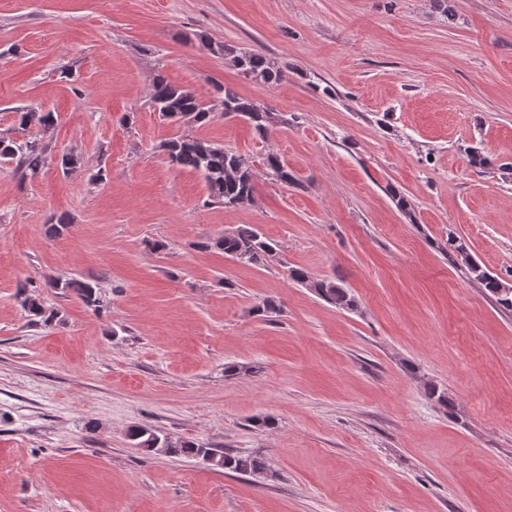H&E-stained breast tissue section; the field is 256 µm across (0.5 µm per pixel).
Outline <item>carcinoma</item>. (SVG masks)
Listing matches in <instances>:
<instances>
[{"mask_svg": "<svg viewBox=\"0 0 512 512\" xmlns=\"http://www.w3.org/2000/svg\"><path fill=\"white\" fill-rule=\"evenodd\" d=\"M202 45L213 55L230 57L233 66L242 74L265 84L277 83L282 78L281 71L258 51H237L222 42L211 40L202 42ZM215 91L219 95L217 109L194 91L171 83L159 72L153 77L149 101L163 119L179 126L201 127L218 116L234 114L245 118L259 137L267 136L269 112L228 88L217 86ZM56 122L57 113L51 110L31 107L16 110L15 126L18 135L0 134V164L15 165V172L22 178L36 173L47 162ZM162 150L172 165L203 176L212 202L225 207H238L254 201L255 175L242 155L200 139L190 132L166 140ZM265 163L268 175L275 180L287 185L295 182L292 171L278 155L268 154ZM81 164L82 158L74 153H65L57 161V167L65 177L80 168ZM198 246L205 250H219L242 264H260L277 255V244L252 224L241 225L217 238H209L198 243ZM443 249H449L460 257L469 278L484 288L499 307L512 310V287L503 290V282L474 260L453 232H448V241ZM289 277L339 309H358L356 298L334 278L314 279L300 268L290 269ZM47 286L60 291L62 295L76 296L86 308L93 311L101 306L99 284L93 277L50 276ZM19 297L31 324L47 326L60 318V311L46 305L40 294L28 292L25 283L20 285ZM128 439L137 448L153 449L170 457L212 461L239 474H268L266 461L260 454L224 452L219 455L201 444L174 440L139 425L128 429Z\"/></svg>", "mask_w": 512, "mask_h": 512, "instance_id": "obj_1", "label": "carcinoma"}]
</instances>
